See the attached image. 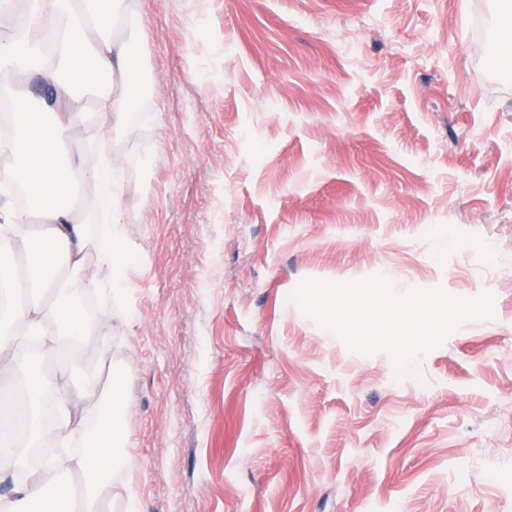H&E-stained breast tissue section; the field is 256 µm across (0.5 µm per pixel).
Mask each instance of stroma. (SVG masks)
Wrapping results in <instances>:
<instances>
[{"label":"stroma","mask_w":512,"mask_h":512,"mask_svg":"<svg viewBox=\"0 0 512 512\" xmlns=\"http://www.w3.org/2000/svg\"><path fill=\"white\" fill-rule=\"evenodd\" d=\"M128 286L69 357L123 375L102 512H512L506 0H127ZM495 296L396 380L288 296L305 277Z\"/></svg>","instance_id":"obj_1"}]
</instances>
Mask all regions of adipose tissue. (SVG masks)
<instances>
[{"label":"adipose tissue","instance_id":"ef3b65f1","mask_svg":"<svg viewBox=\"0 0 512 512\" xmlns=\"http://www.w3.org/2000/svg\"><path fill=\"white\" fill-rule=\"evenodd\" d=\"M138 27L125 0H28L26 12L13 28L0 31V71L37 73L58 97L91 94L96 109L91 122L109 130L122 125L135 100L131 77L136 62L119 38L116 25ZM15 133L0 141V187L19 184L40 202L35 213L0 206V286H15L17 263L37 274L34 299L11 312L15 331L0 332V356L15 347L16 337L40 343L55 354L71 349L85 332L82 300L94 291L120 295L126 288L121 272L127 246L119 231L122 222L121 183L116 160L96 166L91 176L97 194L85 201L94 217L113 224L112 242L102 250L101 267L111 278L88 275L84 266L86 227L71 206L64 204L69 185L65 172L72 167L67 146L74 135L73 119L63 118L42 98L18 93ZM41 221L39 231L28 226L30 216ZM63 377L34 372L28 378L31 413L23 432L30 445L44 441L66 444L79 425L74 396L65 394ZM119 433L103 421L87 435L81 455H54L43 467L41 481L14 488L13 512H97V503L115 467L114 448ZM84 477L74 490L67 477Z\"/></svg>","mask_w":512,"mask_h":512}]
</instances>
